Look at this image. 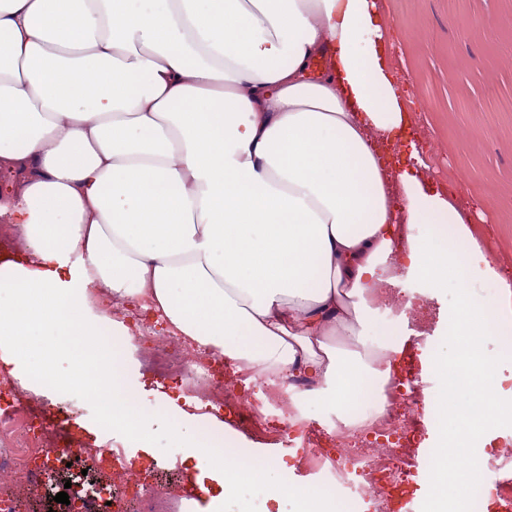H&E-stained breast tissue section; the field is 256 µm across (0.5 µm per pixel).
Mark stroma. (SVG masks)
Masks as SVG:
<instances>
[{"label":"stroma","mask_w":512,"mask_h":512,"mask_svg":"<svg viewBox=\"0 0 512 512\" xmlns=\"http://www.w3.org/2000/svg\"><path fill=\"white\" fill-rule=\"evenodd\" d=\"M388 35L396 43L391 66L405 96L416 107L406 140L420 149L418 167L434 186L460 187L465 199L479 201L486 233L484 251L512 264V0H377ZM414 318L405 347L432 358L449 354L441 320L454 294H436L408 269L400 272ZM120 373L137 412L151 435V452L128 447L121 430H113L108 448L125 449L136 464L154 465L153 481L193 484L182 463L183 451L170 437L168 399L193 396L183 384L159 382L143 370L136 344L120 357ZM34 397L64 408L72 421L93 425L98 405L79 392L33 389ZM277 423L266 429H234L252 456L270 464L272 474L292 482L330 485L329 477L299 473L296 451L276 441Z\"/></svg>","instance_id":"stroma-1"}]
</instances>
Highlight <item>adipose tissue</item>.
<instances>
[{"mask_svg": "<svg viewBox=\"0 0 512 512\" xmlns=\"http://www.w3.org/2000/svg\"><path fill=\"white\" fill-rule=\"evenodd\" d=\"M409 120L376 0H0V170L27 172L0 191V222L28 252L0 263V369L86 394L95 439L116 427L147 447L118 367L130 329L111 317L113 301L139 303L236 371L311 380L295 404L355 431L363 401L387 409L404 331L361 343L373 303L401 302L405 261L456 296L442 336L457 356H434L427 407L432 503L472 512L466 450L512 420V389L496 387L512 269L486 258L457 189L387 168L378 143ZM478 261L487 299L467 288ZM48 334L73 372L49 377ZM186 415L170 435L204 491L192 512H220L260 470L208 415L185 438ZM291 495L302 512H344L336 490L265 486L273 503Z\"/></svg>", "mask_w": 512, "mask_h": 512, "instance_id": "ef3b65f1", "label": "adipose tissue"}]
</instances>
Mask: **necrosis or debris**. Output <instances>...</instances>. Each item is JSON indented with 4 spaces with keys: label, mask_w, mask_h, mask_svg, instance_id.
<instances>
[{
    "label": "necrosis or debris",
    "mask_w": 512,
    "mask_h": 512,
    "mask_svg": "<svg viewBox=\"0 0 512 512\" xmlns=\"http://www.w3.org/2000/svg\"><path fill=\"white\" fill-rule=\"evenodd\" d=\"M403 368L393 372L387 386L389 405L385 414H370L368 431L375 439L372 456L359 462L352 455L344 429H336L326 441L303 436L309 447L302 465L318 471L333 462V475L354 496H367L369 512H396L400 500L410 494L415 474L409 466L420 437L418 405L423 389L410 367V355H403ZM144 368L160 380L191 378L202 392L210 409L221 412L244 430L264 428L268 423L266 407L283 400V383L265 386L261 401L242 402L238 386L246 376L236 373L215 378L209 359L188 350H171L159 345L142 348ZM40 405L18 393L12 376L0 373V470L21 474L20 483L0 490V512H15L17 502L39 492L47 469L62 465L69 454L86 455L89 471L117 474L147 487L152 512H175L174 491L169 487L145 486L147 472L133 467L116 452L88 447L75 430L46 427L39 413Z\"/></svg>",
    "instance_id": "obj_1"
}]
</instances>
